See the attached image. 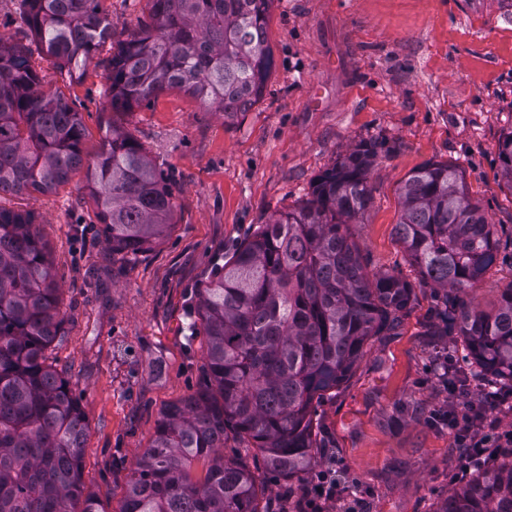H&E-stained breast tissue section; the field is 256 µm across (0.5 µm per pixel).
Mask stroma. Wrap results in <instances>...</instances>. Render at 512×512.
I'll return each instance as SVG.
<instances>
[{
	"label": "stroma",
	"instance_id": "35a3bbf8",
	"mask_svg": "<svg viewBox=\"0 0 512 512\" xmlns=\"http://www.w3.org/2000/svg\"><path fill=\"white\" fill-rule=\"evenodd\" d=\"M19 0H0V35L30 55L102 145V121L131 133L175 184L168 234L136 261L113 260L86 197V170L50 194L0 198L30 212L61 288L64 335L49 362L69 379L88 428L82 479L119 512L161 411L207 382L206 339L188 324L194 290L223 253L308 198L316 178L363 139L378 144L373 204L351 233L368 272L414 283L399 328L368 346L348 380L316 406L325 465L340 475L324 512H435L453 488L444 365L455 341L428 332L436 301L417 285L393 228L398 189L430 162H451L504 241L471 294L488 307L512 283V192L497 142L512 129V0H274L273 63L263 99L234 123L179 89L112 111L114 44L70 78L19 30Z\"/></svg>",
	"mask_w": 512,
	"mask_h": 512
}]
</instances>
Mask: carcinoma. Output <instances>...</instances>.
<instances>
[{
	"label": "carcinoma",
	"instance_id": "cac0c4a2",
	"mask_svg": "<svg viewBox=\"0 0 512 512\" xmlns=\"http://www.w3.org/2000/svg\"><path fill=\"white\" fill-rule=\"evenodd\" d=\"M272 3L147 0V21L109 64L110 106L131 111L178 88L235 120L265 89ZM20 19L71 77L115 35L101 0H21ZM84 137L79 113L0 36V196L52 193L85 165L112 258L151 252L173 224L174 183L129 132L106 123L88 164ZM497 152L512 191V130ZM377 156L374 143H357L309 198L272 215L197 289L191 328L207 338L208 382L162 410L119 512H284L255 471L290 482L321 462L314 402L338 389L414 302V286L399 275L367 272L349 230L372 204ZM399 198L394 234L440 303L433 335L459 337L470 364L449 374L448 386L481 411L489 390L512 388V283L489 309L470 298L498 257L493 224L452 163L418 169ZM62 325L57 274L34 217L0 207V512H105L82 482L81 406L48 364ZM231 440L255 450V469L224 454ZM435 512H512V450L472 462Z\"/></svg>",
	"mask_w": 512,
	"mask_h": 512
}]
</instances>
